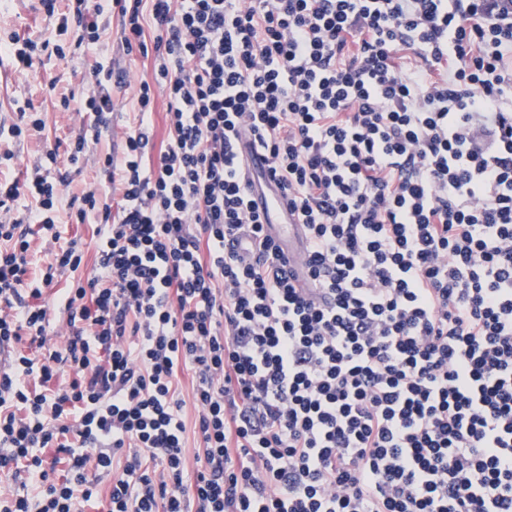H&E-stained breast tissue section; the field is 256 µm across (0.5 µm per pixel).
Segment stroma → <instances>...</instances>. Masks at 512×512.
I'll return each mask as SVG.
<instances>
[{"label": "stroma", "mask_w": 512, "mask_h": 512, "mask_svg": "<svg viewBox=\"0 0 512 512\" xmlns=\"http://www.w3.org/2000/svg\"><path fill=\"white\" fill-rule=\"evenodd\" d=\"M55 27L53 18L46 16L40 0H0V29L14 31L22 36L41 40L50 36ZM84 67H75L70 59L34 58L29 75L16 72L10 58L0 55V122L10 123L18 108L29 105L42 112L45 128L41 133L11 143L13 160L0 163V179L11 181L24 179L27 168L43 157L56 145H67L82 126L87 125V114L64 112L54 105L55 92L82 88L86 81V68L101 57L108 56L118 63L123 71L126 87L115 97L112 114V134L92 146L85 160L69 168L73 192L91 184L105 183L100 170L98 156L119 150L124 131L137 122V105L133 97L136 84L149 76L151 62L139 55H125L118 43L112 42L100 48L82 49Z\"/></svg>", "instance_id": "35a3bbf8"}]
</instances>
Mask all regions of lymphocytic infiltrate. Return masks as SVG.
<instances>
[{
	"label": "lymphocytic infiltrate",
	"mask_w": 512,
	"mask_h": 512,
	"mask_svg": "<svg viewBox=\"0 0 512 512\" xmlns=\"http://www.w3.org/2000/svg\"><path fill=\"white\" fill-rule=\"evenodd\" d=\"M40 2L151 74L121 158H98L119 211L55 173L110 129L108 59L59 98L91 133L0 183V512H512V0ZM39 50L66 56L0 41L21 73ZM244 143L302 226L300 278ZM64 202L96 263L52 296L84 257ZM37 236L56 250L32 281ZM166 100L165 96L158 93L157 104L155 107L152 121L150 124V135L155 144V149H160L168 140V127L165 120ZM69 211L67 203H64L60 209L58 222L67 226H62L61 230L63 231V239L60 240V243L72 238L78 239L83 243L85 251L84 261L78 273L75 274V277H77V274L88 276L92 274L94 265V241L96 239L95 229L97 226L96 224H71V220L68 215Z\"/></svg>",
	"instance_id": "1"
}]
</instances>
